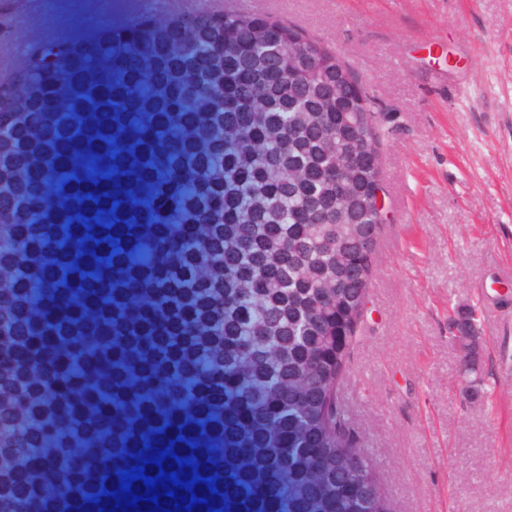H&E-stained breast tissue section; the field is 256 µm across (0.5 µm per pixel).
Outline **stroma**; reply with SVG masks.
I'll list each match as a JSON object with an SVG mask.
<instances>
[{
	"instance_id": "stroma-1",
	"label": "stroma",
	"mask_w": 512,
	"mask_h": 512,
	"mask_svg": "<svg viewBox=\"0 0 512 512\" xmlns=\"http://www.w3.org/2000/svg\"><path fill=\"white\" fill-rule=\"evenodd\" d=\"M218 8L341 52L378 112L387 221L340 400L390 507L512 512V0ZM471 308L466 369L448 322Z\"/></svg>"
}]
</instances>
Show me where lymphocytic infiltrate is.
<instances>
[{"label": "lymphocytic infiltrate", "instance_id": "f902f5d3", "mask_svg": "<svg viewBox=\"0 0 512 512\" xmlns=\"http://www.w3.org/2000/svg\"><path fill=\"white\" fill-rule=\"evenodd\" d=\"M85 154L80 139L60 123L54 149L41 165L21 163L25 178L20 188L0 192V222L8 226L6 236H0V269L13 280L12 287L0 289V317L13 324L10 333L0 336V425L7 427L12 448L9 456L0 455V467L17 473L8 495L19 503L57 497L51 474L33 475L32 461L60 462L71 493L89 473L111 472V452L98 447L112 434V390L117 386L134 391L141 410L159 406L183 418V438H196L198 421H205L212 459H219L224 444L223 421L216 416L224 407L223 382L201 355L192 365L205 371L207 385L192 391L180 379L177 350L192 341L201 350L210 345L208 337L189 338L194 315L175 313L153 298L141 338L152 355L135 357V371L123 368L102 378L81 356L90 347L111 356L119 338L101 322L103 300L112 294V165L82 172ZM74 187L99 189L101 205L64 226L23 219L25 208L49 215L73 211ZM46 299L57 302L61 328L44 333L39 303ZM74 321L82 323L83 335L62 334V327ZM57 377L67 389L68 403L44 390L45 382Z\"/></svg>", "mask_w": 512, "mask_h": 512}]
</instances>
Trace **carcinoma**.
I'll use <instances>...</instances> for the list:
<instances>
[{
  "mask_svg": "<svg viewBox=\"0 0 512 512\" xmlns=\"http://www.w3.org/2000/svg\"><path fill=\"white\" fill-rule=\"evenodd\" d=\"M195 40L223 45V61L190 57L174 33L112 29L107 90L77 109L112 106V325L144 324L149 276L138 262L143 226L195 224L224 214L223 265L199 258L180 236L156 245L178 257L190 281L169 280L180 308L197 289L224 282V471L221 512H391L373 455L337 394L367 313L384 190L377 113L334 50L269 16L226 13ZM224 112L215 130L207 114ZM224 156V185L202 179ZM132 404L112 393V474L89 476L98 495L119 487L131 440L153 453L159 409L126 421Z\"/></svg>",
  "mask_w": 512,
  "mask_h": 512,
  "instance_id": "obj_1",
  "label": "carcinoma"
}]
</instances>
